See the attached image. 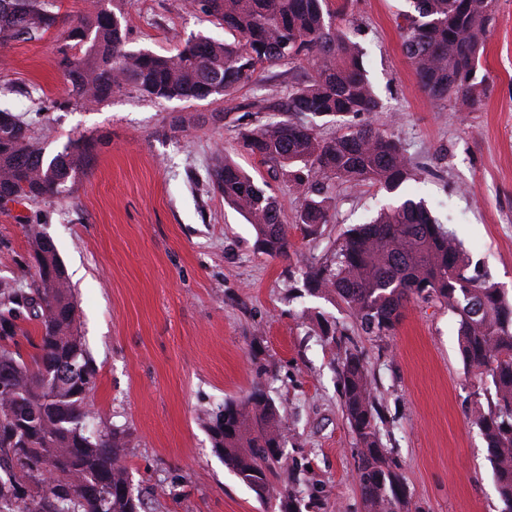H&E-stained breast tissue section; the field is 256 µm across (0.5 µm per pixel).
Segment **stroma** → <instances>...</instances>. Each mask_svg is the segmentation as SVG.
I'll list each match as a JSON object with an SVG mask.
<instances>
[{"label":"stroma","mask_w":512,"mask_h":512,"mask_svg":"<svg viewBox=\"0 0 512 512\" xmlns=\"http://www.w3.org/2000/svg\"><path fill=\"white\" fill-rule=\"evenodd\" d=\"M117 3L132 51L167 55L194 36L228 38L191 0ZM328 4L363 47L383 105L351 125L401 140L418 170L412 192L512 295V0H498L477 74L484 95L471 112L420 87L403 52L408 0ZM64 37L60 25L0 48L1 109L22 115L66 99ZM312 74L310 63L287 59L205 100L127 89L48 113L34 130L47 155L82 138L94 160L72 193L0 210V279H37L25 227L38 225L65 267L99 369L90 403L129 433L132 478L153 512H282L225 467L202 415L257 385L279 408L302 512H366L338 376L349 350L369 369L410 512H502L447 305L411 299L391 334L372 336L341 301L306 290L302 267L392 201L373 184L335 185L327 223L308 232L287 180L246 148L245 133L284 119L289 88ZM224 157L277 195L290 255L263 254L252 224L214 190Z\"/></svg>","instance_id":"obj_1"}]
</instances>
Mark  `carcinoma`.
<instances>
[{"instance_id":"carcinoma-1","label":"carcinoma","mask_w":512,"mask_h":512,"mask_svg":"<svg viewBox=\"0 0 512 512\" xmlns=\"http://www.w3.org/2000/svg\"><path fill=\"white\" fill-rule=\"evenodd\" d=\"M237 41L204 36L160 56L125 48L116 12L97 4L68 16L62 55L69 97L21 118L0 109V207L67 191L88 167L94 143H70L53 157L31 135L44 113L88 107L131 88L163 100L220 95L285 58L315 63L314 75L288 95V111L334 116L341 132L319 138L302 122L280 120L245 135L255 156L300 196L297 223L313 233L328 221L326 192L371 183L389 193L417 177L402 142L346 118L380 102L363 50L333 22L328 0H193ZM495 0H411L403 51L424 92L472 111L480 102V66ZM56 0H0V47L37 38L59 22ZM224 201L244 213L269 256L288 251L280 204L226 158L211 173ZM38 280L27 288L0 281V512H149L127 466L125 430L104 421L89 395L98 369L78 332L68 278L53 243L27 225ZM307 291L339 298L366 331L392 332L412 297H435L457 318L460 354L483 390L474 423L493 465L505 512H512V297L472 267L454 233L413 199L382 209L345 233L331 257L305 267ZM29 337L34 352L10 349ZM343 407L358 443V481L367 512H408L398 474L386 457L381 416L361 354L340 365ZM213 448L262 501L285 499L301 512L299 473L282 471L286 438L279 409L256 386L243 400L205 411Z\"/></svg>"}]
</instances>
